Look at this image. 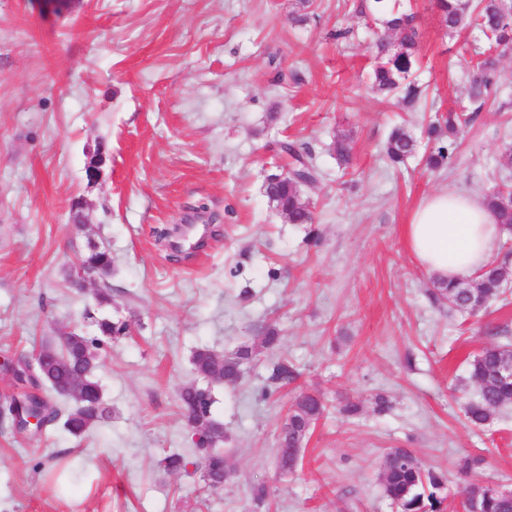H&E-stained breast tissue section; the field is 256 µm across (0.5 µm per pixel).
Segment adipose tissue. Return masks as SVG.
<instances>
[{
	"mask_svg": "<svg viewBox=\"0 0 512 512\" xmlns=\"http://www.w3.org/2000/svg\"><path fill=\"white\" fill-rule=\"evenodd\" d=\"M404 233L420 265L437 281L454 283L496 259L504 230L480 197L446 185L419 203Z\"/></svg>",
	"mask_w": 512,
	"mask_h": 512,
	"instance_id": "1",
	"label": "adipose tissue"
}]
</instances>
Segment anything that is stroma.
<instances>
[{"mask_svg":"<svg viewBox=\"0 0 512 512\" xmlns=\"http://www.w3.org/2000/svg\"><path fill=\"white\" fill-rule=\"evenodd\" d=\"M295 2L63 0L49 10L0 0V361L88 313L132 327L108 340L96 371L107 423L77 440L0 419V512H198L200 472L167 475L159 461L195 454L178 397L201 346L254 354L237 385L211 386L231 477L209 512H254L260 482L269 512H396L381 481L393 448L446 474V512H460L473 482L512 491V404L482 428L461 411L477 394L473 355L512 346V294L472 318L433 303L435 280L403 235L443 185L480 195L512 182V52L447 165L414 157L396 168L385 155L394 126L418 136L430 115L468 105L474 34L448 35L431 0H411L428 96L408 111L368 88L379 27L361 16L364 0H317L301 24L288 20ZM339 132L352 145L345 175L329 153ZM287 142L318 167L303 194L311 224L288 223L263 193ZM93 158L102 174L91 183ZM199 201L209 208L196 220L201 243L177 252L157 238ZM99 241L112 252L101 307L94 287L66 280ZM271 323L275 353L262 343ZM275 354L298 377L266 397ZM303 391L324 394L328 410L284 475L277 437ZM378 394L391 403L382 414ZM349 398L362 405L352 419L340 412ZM469 455L483 462L464 476Z\"/></svg>","mask_w":512,"mask_h":512,"instance_id":"35a3bbf8","label":"stroma"}]
</instances>
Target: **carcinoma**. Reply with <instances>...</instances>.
Instances as JSON below:
<instances>
[{
    "mask_svg": "<svg viewBox=\"0 0 512 512\" xmlns=\"http://www.w3.org/2000/svg\"><path fill=\"white\" fill-rule=\"evenodd\" d=\"M434 7L442 21L453 34L464 28L476 29L483 41L496 48L512 49V4L507 0H434ZM371 20L380 25L395 39L376 42L378 64L373 72L371 89L382 95H392L408 109L419 106L423 91L413 75L418 62L419 32L413 12L400 0H371L367 5ZM498 57L483 54L470 66L468 73L471 108L449 110L446 118H440L428 129L429 139L437 143L426 161L432 168L447 164L452 155V144L443 143L445 134L453 135L456 129L470 122L468 111L478 112L482 107L484 91L496 73ZM418 141L404 128L394 129L389 136L385 153L394 163H403L418 152ZM283 151L292 162L287 171L267 178L266 197L288 218L290 224H311L314 217L309 203L302 200L303 189L317 181V167L312 154L304 148L284 144ZM339 166L348 168L352 148L348 136L338 134L330 144ZM483 204L494 214L497 223L512 232V184H503L487 191ZM102 278L112 274V253L105 245L94 244L81 258ZM512 270L507 263H495L479 272L470 281L454 284L437 283L432 297L448 304L462 316H474L490 300L506 294ZM98 334L89 335L81 330L67 336L66 344H43L31 355L20 354L19 359L34 366L33 379L42 391L40 400L28 391L22 378H17L20 392L11 398L8 412L30 413L39 410L47 425L62 423L64 430L74 437L84 436L93 427L110 419L111 410L104 399L99 380L95 377L106 340L127 336L131 332L125 321L114 322L102 316L95 320ZM253 359V351L243 345L228 358L208 347L197 348L192 364L198 379L211 383L224 378L228 384L237 383L242 377L243 366ZM512 362V348L490 345L474 355L470 362V379L478 388L479 396L464 407L466 420L475 427L488 424L495 412L512 403V381L500 376L501 368ZM295 378V371L283 357H273L267 365V386L263 395L288 386ZM180 406L188 428L195 431L210 427L218 442L207 438L197 441L198 458L192 462L181 453H170L160 460V467L167 473L177 474L187 467H203V492L213 493L224 486L230 473L224 456V424L212 416L211 390L195 382L182 389ZM327 411L324 399L315 394L301 393L288 408V435L279 440L301 444L312 426ZM383 487L386 496L399 512H441L442 491L446 478L440 473L425 469L407 448L390 449L383 462ZM482 497L480 512H512V499L505 500L495 494L488 485L480 486Z\"/></svg>",
    "mask_w": 512,
    "mask_h": 512,
    "instance_id": "carcinoma-1",
    "label": "carcinoma"
}]
</instances>
